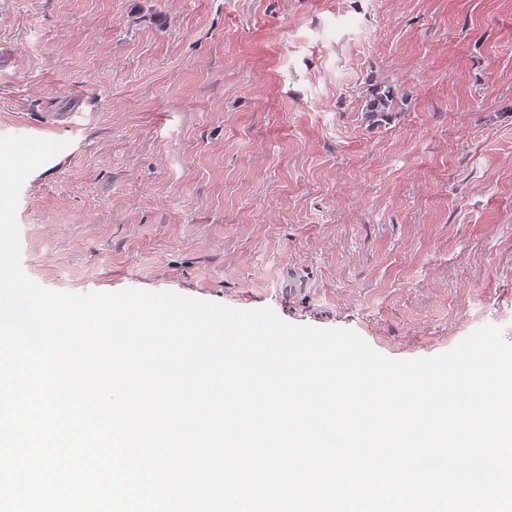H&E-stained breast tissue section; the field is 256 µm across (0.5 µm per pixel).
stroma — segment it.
<instances>
[{
    "label": "stroma",
    "instance_id": "1",
    "mask_svg": "<svg viewBox=\"0 0 512 512\" xmlns=\"http://www.w3.org/2000/svg\"><path fill=\"white\" fill-rule=\"evenodd\" d=\"M52 112L77 124L16 213L41 286L400 360L512 342V0H0V136Z\"/></svg>",
    "mask_w": 512,
    "mask_h": 512
}]
</instances>
